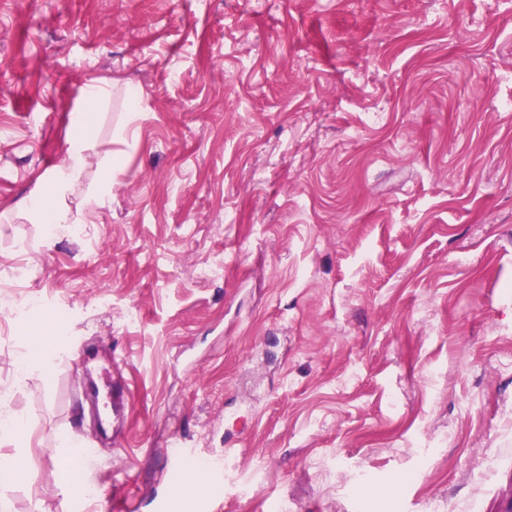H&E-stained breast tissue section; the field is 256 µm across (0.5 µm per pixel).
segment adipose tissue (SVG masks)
<instances>
[{
	"mask_svg": "<svg viewBox=\"0 0 512 512\" xmlns=\"http://www.w3.org/2000/svg\"><path fill=\"white\" fill-rule=\"evenodd\" d=\"M103 89L96 84L88 85L84 91L83 103L79 112L73 115V132L68 148L60 162L43 178L41 189L27 203V215L32 223L53 227L71 223L72 216L67 203L71 190L81 183L93 162L91 152L96 147V110ZM104 173L98 189L87 194V204H97L108 190L112 177L119 168L117 156L103 157L97 162ZM0 437L14 445L10 455L0 456V483L20 484L26 479L23 448L25 430L19 420L0 422Z\"/></svg>",
	"mask_w": 512,
	"mask_h": 512,
	"instance_id": "ef3b65f1",
	"label": "adipose tissue"
}]
</instances>
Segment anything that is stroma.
<instances>
[{
  "mask_svg": "<svg viewBox=\"0 0 512 512\" xmlns=\"http://www.w3.org/2000/svg\"><path fill=\"white\" fill-rule=\"evenodd\" d=\"M91 83L95 250L22 215ZM0 327L13 512H64L67 439L155 512L176 438L223 512H512V0H0ZM99 167L103 170L104 177L101 185L87 194L85 202L88 205L99 204L103 199V194L107 191L112 183V175L119 168V159L117 156H105L98 162ZM54 341L49 336H43L32 345L25 357V372L20 383L30 375L37 373L43 380L50 381L54 376ZM0 435L2 439H7L16 448L15 453L0 456V483L21 484L27 476L22 451V448L25 447L24 427L16 417H13L12 420L1 419Z\"/></svg>",
  "mask_w": 512,
  "mask_h": 512,
  "instance_id": "1",
  "label": "stroma"
}]
</instances>
